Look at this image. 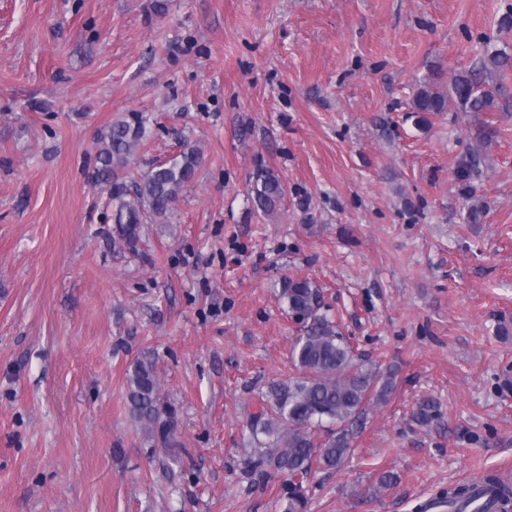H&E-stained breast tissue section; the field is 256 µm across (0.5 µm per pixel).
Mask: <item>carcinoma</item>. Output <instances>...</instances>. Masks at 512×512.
Returning a JSON list of instances; mask_svg holds the SVG:
<instances>
[{
	"label": "carcinoma",
	"instance_id": "1",
	"mask_svg": "<svg viewBox=\"0 0 512 512\" xmlns=\"http://www.w3.org/2000/svg\"><path fill=\"white\" fill-rule=\"evenodd\" d=\"M512 66V57L494 51L478 72L453 77L442 91L425 82L413 94L416 112L437 114L457 103L464 112H506L500 102L506 90L487 81V75ZM150 133V118L134 112L112 123L102 136L93 179L108 195L116 224L113 244L132 249L143 225L165 224L179 196L194 180L202 156L192 142L181 139V149L153 166L137 180H127V168L137 147ZM498 129L479 125L473 137L479 146L490 144ZM253 207L272 215L281 206L285 188L275 171L258 170L249 180ZM288 315L302 325L291 351L295 374L272 383L259 397V411L249 422L250 443L256 452L247 460L248 472L264 480L282 479L284 512H304L303 486L312 467L335 470L354 451L353 444L366 426L369 410L387 403L397 386V370H381L356 353L340 325L327 314L320 286L308 277L284 276L277 292ZM127 407L131 417L163 447L174 441V411L164 402L162 383L153 355L138 358L128 371ZM484 481L497 486L493 504L480 502L474 486H457L442 494L448 512H512V483L496 476Z\"/></svg>",
	"mask_w": 512,
	"mask_h": 512
}]
</instances>
